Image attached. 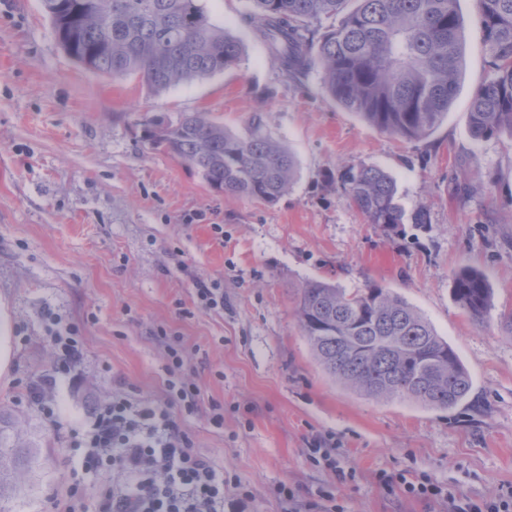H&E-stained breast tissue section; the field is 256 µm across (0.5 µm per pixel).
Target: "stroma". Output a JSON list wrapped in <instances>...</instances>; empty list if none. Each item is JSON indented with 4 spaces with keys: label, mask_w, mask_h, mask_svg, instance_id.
<instances>
[{
    "label": "stroma",
    "mask_w": 512,
    "mask_h": 512,
    "mask_svg": "<svg viewBox=\"0 0 512 512\" xmlns=\"http://www.w3.org/2000/svg\"><path fill=\"white\" fill-rule=\"evenodd\" d=\"M215 24L240 39L236 67L156 93L70 58L40 0H0V316L12 361L0 373V412L35 461L6 512H52L79 484L87 506L112 483L88 470L74 432L120 390L166 399L159 332L179 337L185 376L203 407L180 414L196 450L252 498L248 512H289L332 493L341 512H442L440 503L389 493L379 472L424 473L456 497L512 492V137L473 143L468 106L489 69L474 0H458L464 44L457 95L428 137L407 141L340 107L320 70L296 85L243 20L246 0H206ZM206 112L232 129L261 115L296 159L297 173L267 205L212 190L170 154L149 149L142 116ZM375 165L406 210L426 224L388 232L342 193L347 167ZM482 272L493 305L473 321L453 300L456 273ZM326 279L376 283L406 299L456 349L472 378L466 400L433 409L377 402L345 389L314 361L297 323V288ZM224 297L199 310L196 288ZM77 328L78 381H60L56 420L26 397L54 373L52 338ZM224 404L223 427L206 403ZM335 469L314 466L313 442Z\"/></svg>",
    "instance_id": "35a3bbf8"
}]
</instances>
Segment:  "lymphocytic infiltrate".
I'll return each instance as SVG.
<instances>
[{"instance_id": "obj_1", "label": "lymphocytic infiltrate", "mask_w": 512, "mask_h": 512, "mask_svg": "<svg viewBox=\"0 0 512 512\" xmlns=\"http://www.w3.org/2000/svg\"><path fill=\"white\" fill-rule=\"evenodd\" d=\"M55 375L27 388L29 401L46 416H54L53 393L59 377L69 375L81 362L82 343L77 332L56 336ZM173 379L167 380V403L135 402L124 396L100 404L85 434L73 436L72 447L81 449L83 463L92 469L111 470L112 485L102 491L95 510H87L78 486H71L56 512H224V484L212 461L198 453L189 434L178 424L172 405L194 410L197 386L178 379L183 368L181 351L169 347ZM387 491L447 502L448 512H512V494L493 502L452 498L427 475L380 473Z\"/></svg>"}]
</instances>
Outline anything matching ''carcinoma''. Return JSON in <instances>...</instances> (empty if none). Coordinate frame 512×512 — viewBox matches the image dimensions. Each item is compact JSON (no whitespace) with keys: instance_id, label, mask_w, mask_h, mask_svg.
<instances>
[{"instance_id":"obj_1","label":"carcinoma","mask_w":512,"mask_h":512,"mask_svg":"<svg viewBox=\"0 0 512 512\" xmlns=\"http://www.w3.org/2000/svg\"><path fill=\"white\" fill-rule=\"evenodd\" d=\"M254 36L292 79L322 70L332 99L378 129L421 140L455 99L463 27L456 0H248ZM490 75L472 94L469 132L479 144L512 135V0H476ZM59 41L84 67L114 79L137 75L153 91L238 65L243 47L215 24L203 0H41ZM143 140L196 169L228 196L273 205L296 174L294 155L268 134L261 115L240 131L205 112L173 122L143 118ZM344 196L386 231L405 220L429 223L425 209L406 215L393 178L378 166L350 167ZM454 301L474 321L492 306L486 277L465 268ZM295 316L321 369L376 401L454 407L471 390L458 353L401 296L376 284L348 289L306 281ZM0 417V499L30 455Z\"/></svg>"}]
</instances>
